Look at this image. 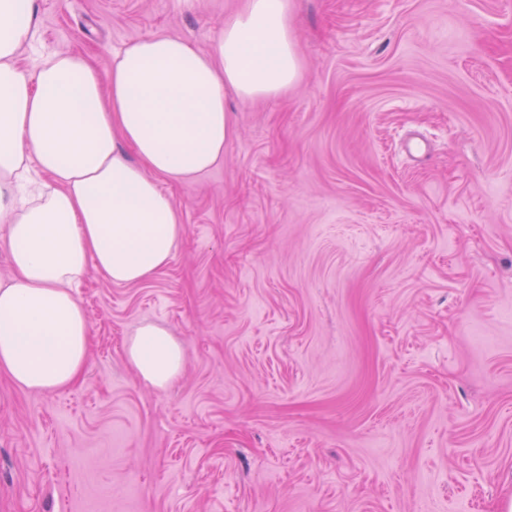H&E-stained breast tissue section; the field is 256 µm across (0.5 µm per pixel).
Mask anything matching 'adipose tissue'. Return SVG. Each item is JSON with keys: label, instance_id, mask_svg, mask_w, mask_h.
<instances>
[{"label": "adipose tissue", "instance_id": "ef3b65f1", "mask_svg": "<svg viewBox=\"0 0 512 512\" xmlns=\"http://www.w3.org/2000/svg\"><path fill=\"white\" fill-rule=\"evenodd\" d=\"M292 0H241L212 52L149 36L100 71L79 52L31 66L37 0H0V222L11 273L0 279V370L21 388L54 392L82 375L89 317L75 297L88 271L134 285L168 264L185 235L161 186L209 170L234 128L229 98L273 99L301 65ZM128 362L156 388L182 372L180 344L142 326Z\"/></svg>", "mask_w": 512, "mask_h": 512}]
</instances>
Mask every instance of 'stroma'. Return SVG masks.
<instances>
[{
    "mask_svg": "<svg viewBox=\"0 0 512 512\" xmlns=\"http://www.w3.org/2000/svg\"><path fill=\"white\" fill-rule=\"evenodd\" d=\"M302 73L231 103L224 158L163 182L153 278L89 272L64 390L0 373V512H506L512 503V0H292ZM240 0H38L99 69L210 52ZM146 323L181 345L164 389ZM128 362L141 378L155 388H165L182 372L184 354L180 344L165 330L142 326L126 344Z\"/></svg>",
    "mask_w": 512,
    "mask_h": 512,
    "instance_id": "obj_1",
    "label": "stroma"
}]
</instances>
